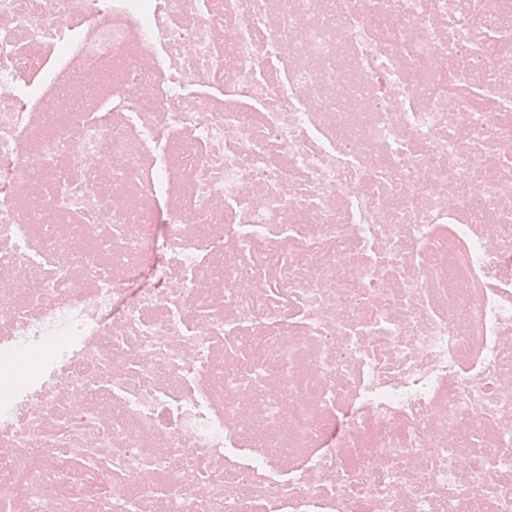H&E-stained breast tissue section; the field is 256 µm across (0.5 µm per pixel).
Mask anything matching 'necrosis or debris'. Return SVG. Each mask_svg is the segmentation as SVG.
I'll return each mask as SVG.
<instances>
[{
    "label": "necrosis or debris",
    "mask_w": 512,
    "mask_h": 512,
    "mask_svg": "<svg viewBox=\"0 0 512 512\" xmlns=\"http://www.w3.org/2000/svg\"><path fill=\"white\" fill-rule=\"evenodd\" d=\"M0 512H512V0H0Z\"/></svg>",
    "instance_id": "1"
}]
</instances>
